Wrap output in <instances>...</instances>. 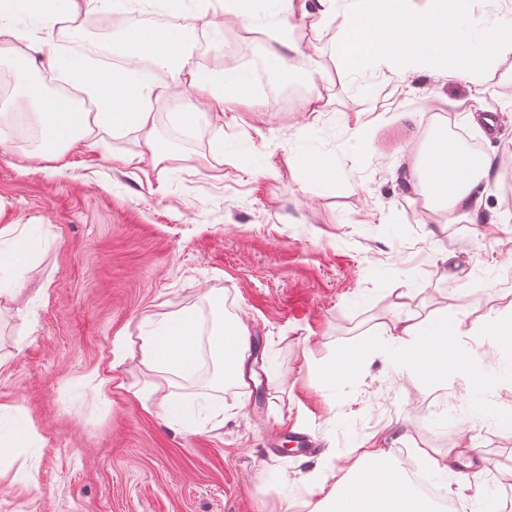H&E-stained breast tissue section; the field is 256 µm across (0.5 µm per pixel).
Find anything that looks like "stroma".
Segmentation results:
<instances>
[{
  "label": "stroma",
  "instance_id": "obj_1",
  "mask_svg": "<svg viewBox=\"0 0 512 512\" xmlns=\"http://www.w3.org/2000/svg\"><path fill=\"white\" fill-rule=\"evenodd\" d=\"M178 17L189 67L216 85L240 68L255 87L237 111L194 127L189 146L167 148L162 133L182 130L180 113L201 97L161 64L148 74L155 153L140 132L101 130L104 149L41 160L39 143L0 118V225L17 227L0 249L38 244L8 281L16 301H0V406L32 428L0 455V512H313L321 460L343 467L371 447L443 452L463 438L472 466L433 480L447 512H473L451 492L470 468L484 498H512L500 475L512 465V381L486 394L488 417L456 370L438 401L410 348L379 340L398 318L448 315L475 367H512V343L485 339L489 319H512V82L349 73L335 24L315 16L296 30L306 55L273 82L278 20L225 23L224 0H186ZM312 57L329 100L313 124L303 107ZM480 93L499 110L496 136L467 121ZM435 124L466 129L497 159L481 223H448L405 182ZM133 155L140 163L124 165ZM315 159L336 165L320 185L307 175ZM267 162L275 176L260 174ZM218 299L249 329L256 383H225L219 362L209 375L143 363L141 337L183 311L207 340ZM344 351L362 361L334 391ZM164 398L197 412L170 419ZM290 425L313 454L283 453Z\"/></svg>",
  "mask_w": 512,
  "mask_h": 512
}]
</instances>
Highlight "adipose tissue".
<instances>
[{
  "label": "adipose tissue",
  "instance_id": "ef3b65f1",
  "mask_svg": "<svg viewBox=\"0 0 512 512\" xmlns=\"http://www.w3.org/2000/svg\"><path fill=\"white\" fill-rule=\"evenodd\" d=\"M495 0H224V12L235 18H251L272 7L277 18L288 19L274 53L277 67L300 54L295 37L298 20L311 14L336 23V56L344 69L357 73L382 66L390 75L421 72L451 81L464 79L482 85L500 59L512 55V10H494ZM45 19V26L27 34L11 25L17 12ZM77 11L75 0H0V44L33 40L39 53L55 72L72 79L95 106L77 112L76 102L66 95H50L43 84L19 76L21 92L0 101V112L32 111L40 131L41 156L61 160L63 149L78 140L98 148L91 135L97 129H132L152 134L156 112L152 89L141 76L139 64L153 58L176 64L177 75L196 88L203 106L184 112L185 122L200 124L223 118L251 96L249 78L242 72H225L220 87H213L187 66V46L181 30L157 31L130 25L116 49L125 67L101 68L81 57L63 52L61 43L73 36V28L59 27L63 18ZM491 157L471 159L441 134L428 146L415 171L414 186L426 205L448 211L452 224L473 223L484 191L483 180ZM388 342L412 341L414 363L436 384H443L449 369L471 376L477 388H492L493 376L475 372L471 361L453 353L455 321L440 317L426 322L412 317L398 319L385 331ZM198 324L191 313L169 321L156 334L141 339L140 353L148 365L172 372L192 371L198 362ZM211 352L224 365V377L241 382L250 349L249 331L241 322L229 321L211 331ZM326 479L318 491L324 512H435L432 501L415 491L405 470L391 452L365 449L335 477L330 461H321Z\"/></svg>",
  "mask_w": 512,
  "mask_h": 512
}]
</instances>
